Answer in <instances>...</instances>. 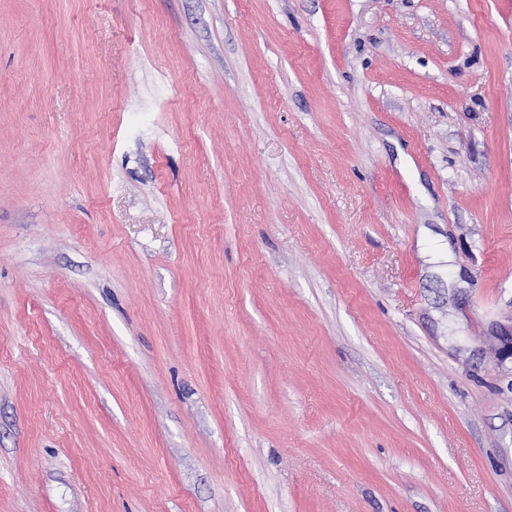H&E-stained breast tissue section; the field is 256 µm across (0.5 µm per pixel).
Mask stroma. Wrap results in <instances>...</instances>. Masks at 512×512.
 <instances>
[{"label": "stroma", "instance_id": "1", "mask_svg": "<svg viewBox=\"0 0 512 512\" xmlns=\"http://www.w3.org/2000/svg\"><path fill=\"white\" fill-rule=\"evenodd\" d=\"M510 324L512 0H0V512H512Z\"/></svg>", "mask_w": 512, "mask_h": 512}]
</instances>
